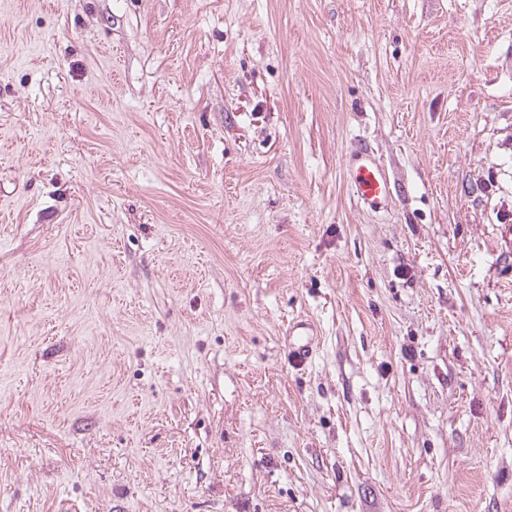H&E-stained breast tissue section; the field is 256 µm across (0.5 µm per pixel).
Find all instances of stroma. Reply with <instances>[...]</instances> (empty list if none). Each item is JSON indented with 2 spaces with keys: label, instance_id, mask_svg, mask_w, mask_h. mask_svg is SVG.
<instances>
[{
  "label": "stroma",
  "instance_id": "obj_1",
  "mask_svg": "<svg viewBox=\"0 0 512 512\" xmlns=\"http://www.w3.org/2000/svg\"><path fill=\"white\" fill-rule=\"evenodd\" d=\"M0 512H512V0H0ZM349 174L360 204L375 212L385 208L389 196V181L369 147L360 146L354 152ZM313 336V327L307 321L298 320L288 324L286 348L297 364L303 365L311 357Z\"/></svg>",
  "mask_w": 512,
  "mask_h": 512
}]
</instances>
